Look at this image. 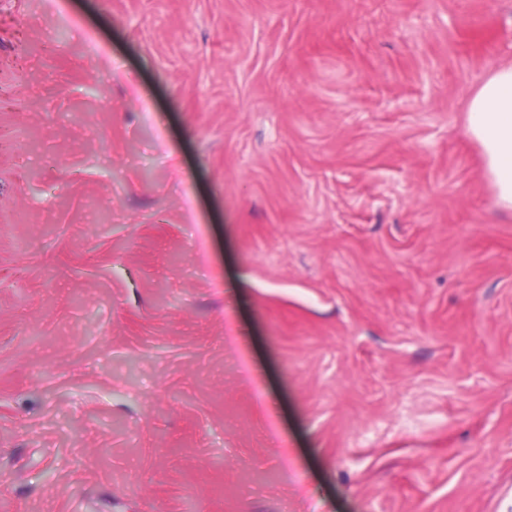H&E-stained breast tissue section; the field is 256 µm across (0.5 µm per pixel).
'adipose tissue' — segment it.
<instances>
[{
    "label": "adipose tissue",
    "mask_w": 512,
    "mask_h": 512,
    "mask_svg": "<svg viewBox=\"0 0 512 512\" xmlns=\"http://www.w3.org/2000/svg\"><path fill=\"white\" fill-rule=\"evenodd\" d=\"M467 112L497 203L512 212V65L487 74L471 94Z\"/></svg>",
    "instance_id": "ef3b65f1"
}]
</instances>
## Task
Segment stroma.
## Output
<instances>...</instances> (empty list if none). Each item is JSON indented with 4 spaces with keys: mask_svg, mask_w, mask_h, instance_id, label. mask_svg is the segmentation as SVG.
Listing matches in <instances>:
<instances>
[{
    "mask_svg": "<svg viewBox=\"0 0 512 512\" xmlns=\"http://www.w3.org/2000/svg\"><path fill=\"white\" fill-rule=\"evenodd\" d=\"M512 0H0V512H512ZM467 112L497 203L512 212V65L487 74L469 97Z\"/></svg>",
    "mask_w": 512,
    "mask_h": 512,
    "instance_id": "stroma-1",
    "label": "stroma"
}]
</instances>
